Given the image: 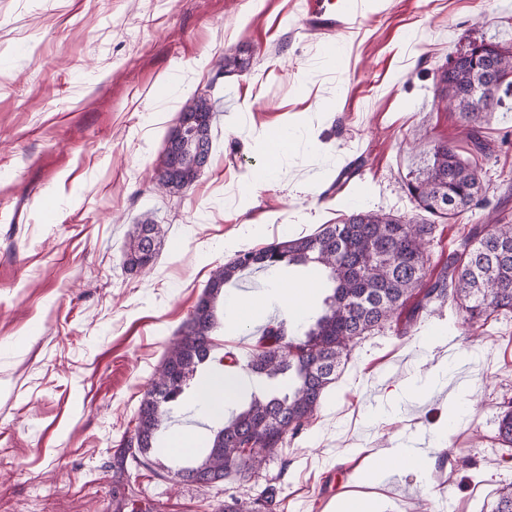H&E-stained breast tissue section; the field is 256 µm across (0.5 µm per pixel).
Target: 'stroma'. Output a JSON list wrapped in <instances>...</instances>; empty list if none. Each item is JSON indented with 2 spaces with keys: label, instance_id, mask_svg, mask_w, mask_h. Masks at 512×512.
Returning <instances> with one entry per match:
<instances>
[{
  "label": "stroma",
  "instance_id": "35a3bbf8",
  "mask_svg": "<svg viewBox=\"0 0 512 512\" xmlns=\"http://www.w3.org/2000/svg\"><path fill=\"white\" fill-rule=\"evenodd\" d=\"M0 0V512H102L121 499L114 463L170 339L203 293L224 243L258 249L313 234L356 211L421 219L408 184L464 126L435 96L439 71L470 43L512 50V0ZM239 49L250 69L225 74ZM221 112L208 168L180 197L153 188L159 155L198 90ZM290 128L280 172L257 179L264 136ZM483 132L486 205L437 223L427 271L465 226L512 224V97ZM165 230L148 275L123 266L145 212ZM308 270L246 274L227 305L266 299L265 315L214 333L248 356L281 317L270 283ZM455 303L408 334L385 330L352 352L311 421L260 476L213 485L129 468L150 512H224L274 486L276 512H490L512 482L498 441L512 400V315L456 327ZM435 337L427 345L425 337ZM422 388L389 402L396 386ZM461 404L456 424L448 409ZM422 472L363 474L401 446Z\"/></svg>",
  "mask_w": 512,
  "mask_h": 512
}]
</instances>
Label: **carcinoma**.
<instances>
[{
	"mask_svg": "<svg viewBox=\"0 0 512 512\" xmlns=\"http://www.w3.org/2000/svg\"><path fill=\"white\" fill-rule=\"evenodd\" d=\"M226 73L243 72L250 56L238 50L217 62ZM479 80L461 68L443 81L437 98L458 111L466 123L471 151L485 156L488 144L480 138L481 123L490 109L473 107L469 92ZM183 112H194L211 132L215 100L194 96ZM174 152L163 151L155 171V189L175 196L186 190L185 175ZM416 207L440 219H450L477 205L483 196L477 162L460 156L442 143L433 162L409 183ZM436 225L404 221L390 213L360 211L340 224H324L312 236L274 240L255 250H241L212 270L203 294L186 325L199 332L178 331L140 401L136 425L125 434L117 464L130 460L160 470V476L190 483H216L231 475L261 470L288 438L298 433L320 407L324 394L338 378V370L359 341L388 324H397L402 337L428 311L452 300L465 311L457 325L467 334L469 325L487 313H512V224H472L456 241V248L432 276L426 278L425 245ZM165 235L163 225L150 212L142 214L129 233L124 267L131 273L149 271ZM312 265L327 273L332 292L322 313L297 337L285 321H272L261 331L243 365L252 377L266 383L250 393L240 412L212 430L199 460L177 469L166 467L157 456L159 441L172 421L173 408L185 398L197 373L212 360L211 334L217 327L216 310L224 303V286L248 269L278 270ZM501 445L512 447V406L498 418ZM256 452L244 460L242 448ZM275 489H263L246 501L232 497L224 512H275ZM492 512H512V485L499 490Z\"/></svg>",
	"mask_w": 512,
	"mask_h": 512,
	"instance_id": "obj_1",
	"label": "carcinoma"
}]
</instances>
